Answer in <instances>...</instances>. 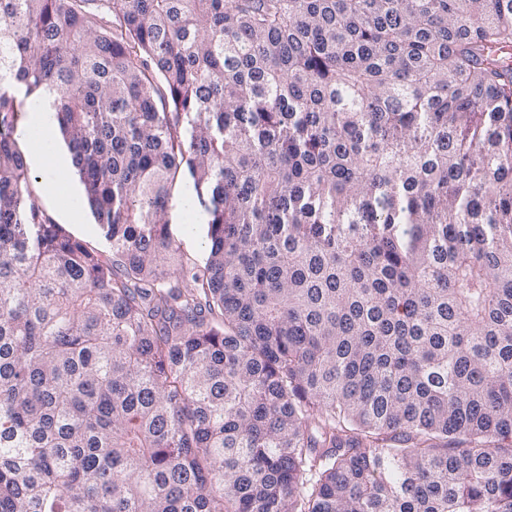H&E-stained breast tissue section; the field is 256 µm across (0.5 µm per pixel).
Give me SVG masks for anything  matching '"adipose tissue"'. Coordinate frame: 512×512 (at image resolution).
I'll use <instances>...</instances> for the list:
<instances>
[{
    "instance_id": "adipose-tissue-1",
    "label": "adipose tissue",
    "mask_w": 512,
    "mask_h": 512,
    "mask_svg": "<svg viewBox=\"0 0 512 512\" xmlns=\"http://www.w3.org/2000/svg\"><path fill=\"white\" fill-rule=\"evenodd\" d=\"M27 135H38L39 142L31 146L28 160L41 174L40 182L52 201L60 202L61 210L69 217H77L82 211L72 187H59L58 179L69 167L70 161L57 151L55 120L52 113L34 112L29 116Z\"/></svg>"
}]
</instances>
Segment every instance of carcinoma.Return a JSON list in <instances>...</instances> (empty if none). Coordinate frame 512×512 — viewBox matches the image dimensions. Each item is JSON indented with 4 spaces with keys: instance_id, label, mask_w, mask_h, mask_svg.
Masks as SVG:
<instances>
[{
    "instance_id": "carcinoma-1",
    "label": "carcinoma",
    "mask_w": 512,
    "mask_h": 512,
    "mask_svg": "<svg viewBox=\"0 0 512 512\" xmlns=\"http://www.w3.org/2000/svg\"><path fill=\"white\" fill-rule=\"evenodd\" d=\"M510 54L512 0H0V512H512ZM29 101L30 99H27V104L23 106L24 113L20 118L15 137L21 146L22 131L27 121V114L30 112L29 125L23 134V139L30 150L28 161L40 172L41 178H39L38 182L43 185L52 201L63 213L71 218H76L82 212V206L80 205L79 198L75 196V191L72 189L69 181L62 191L66 199L65 204L61 201L58 194V178L70 166V160L67 157L61 156L57 151L53 113L43 112L42 109V112L32 109L28 105ZM36 131L42 132V135L37 137L40 141L39 146L33 145L29 140ZM28 166L33 176H39L29 163ZM193 182L188 175H184L171 194L167 203L168 230L179 255L184 260L202 264L208 254V221L209 214L206 206L198 199L197 209L199 224L194 205V191L192 188H182L185 184ZM182 191V195H181ZM181 203L185 223L182 221ZM34 185L36 189L35 200L37 205L41 210L50 215L56 224H61L66 232L76 240H79L80 242L87 244L89 247L108 254L112 257V248L110 247V244L105 240L99 226L95 224L94 219L88 209L86 211L85 217L88 224H66V222L60 219L54 207L51 206L41 195L39 184L34 183Z\"/></svg>"
}]
</instances>
